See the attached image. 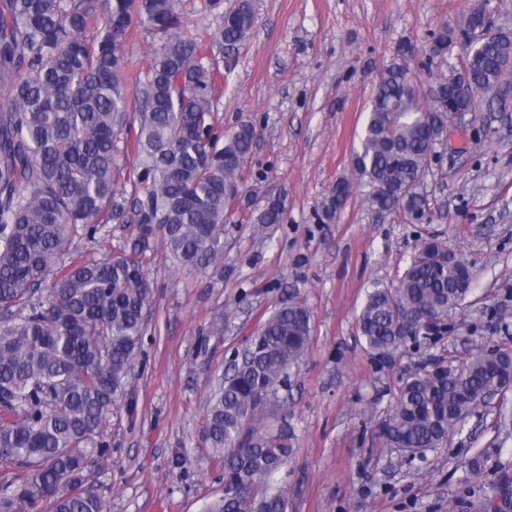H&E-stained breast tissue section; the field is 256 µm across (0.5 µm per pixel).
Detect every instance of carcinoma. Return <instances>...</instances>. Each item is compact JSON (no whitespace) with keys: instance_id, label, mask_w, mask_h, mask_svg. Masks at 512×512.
<instances>
[{"instance_id":"carcinoma-1","label":"carcinoma","mask_w":512,"mask_h":512,"mask_svg":"<svg viewBox=\"0 0 512 512\" xmlns=\"http://www.w3.org/2000/svg\"><path fill=\"white\" fill-rule=\"evenodd\" d=\"M470 9L461 27L432 35L429 64L445 61L461 32L483 24ZM213 32L187 34L180 0H0V512H107L88 483L109 456L103 426L123 397L145 336L153 297L146 254L160 245L188 269L223 257L229 192L258 133L244 122L214 131L223 74L218 58L254 27L250 0H237ZM156 41L137 73V244L129 254L66 260L79 234L93 239L118 218L115 142L129 118L120 45L133 25ZM417 47L399 44L379 72L359 145L355 180L340 179L321 202L332 219L361 189L383 211L421 224L430 213L425 177L448 109L474 112L487 91L512 82V29L500 26L463 58L465 73L429 89L410 78ZM277 198L249 214L280 224ZM435 238L389 288L374 284L358 316L381 359L408 355L416 328L462 306L474 282L462 257L448 262ZM311 313L302 301L258 327L250 356L211 393L202 439L224 474L209 512H286L278 475L288 470L289 372L307 352ZM512 374V346L477 349L460 362L447 350L405 369L378 416L382 450L424 457L448 445L461 412L476 411ZM476 494L448 512H489Z\"/></svg>"}]
</instances>
